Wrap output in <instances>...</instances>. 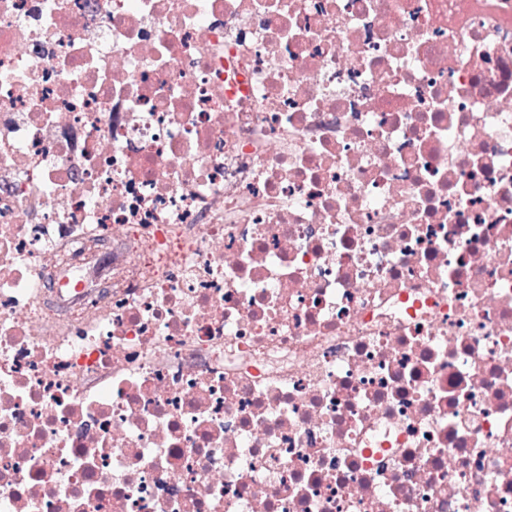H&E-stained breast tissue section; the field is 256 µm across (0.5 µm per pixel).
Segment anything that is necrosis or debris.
<instances>
[{
  "instance_id": "1",
  "label": "necrosis or debris",
  "mask_w": 512,
  "mask_h": 512,
  "mask_svg": "<svg viewBox=\"0 0 512 512\" xmlns=\"http://www.w3.org/2000/svg\"><path fill=\"white\" fill-rule=\"evenodd\" d=\"M0 512H512V0H0Z\"/></svg>"
}]
</instances>
